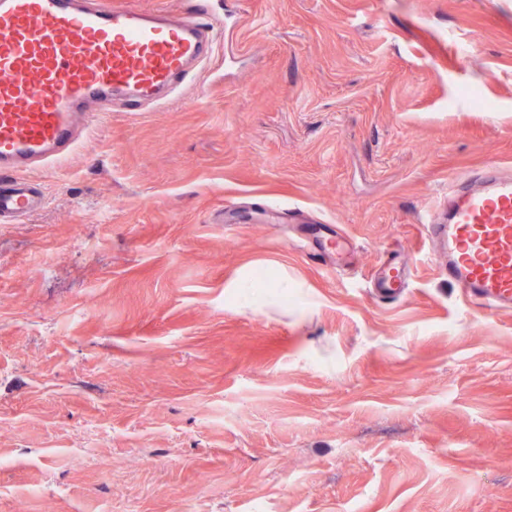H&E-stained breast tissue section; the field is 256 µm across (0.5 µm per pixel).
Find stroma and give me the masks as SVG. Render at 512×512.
Here are the masks:
<instances>
[{
  "label": "stroma",
  "instance_id": "35a3bbf8",
  "mask_svg": "<svg viewBox=\"0 0 512 512\" xmlns=\"http://www.w3.org/2000/svg\"><path fill=\"white\" fill-rule=\"evenodd\" d=\"M218 2L182 101L108 114L0 224V512H512V312L420 222L512 169V0ZM266 265L292 302L241 310ZM403 273H409V268L396 258L389 260L376 273L374 282L376 293L381 298H393L399 294L403 285Z\"/></svg>",
  "mask_w": 512,
  "mask_h": 512
}]
</instances>
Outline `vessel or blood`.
<instances>
[{
	"instance_id": "b4317fda",
	"label": "vessel or blood",
	"mask_w": 512,
	"mask_h": 512,
	"mask_svg": "<svg viewBox=\"0 0 512 512\" xmlns=\"http://www.w3.org/2000/svg\"><path fill=\"white\" fill-rule=\"evenodd\" d=\"M224 17L194 0L177 18L101 0H0V223L43 208L28 170L64 161L116 100L167 102L203 61ZM438 270L471 301L512 309V172L487 166L448 187L424 217ZM407 267L376 273L398 295Z\"/></svg>"
}]
</instances>
